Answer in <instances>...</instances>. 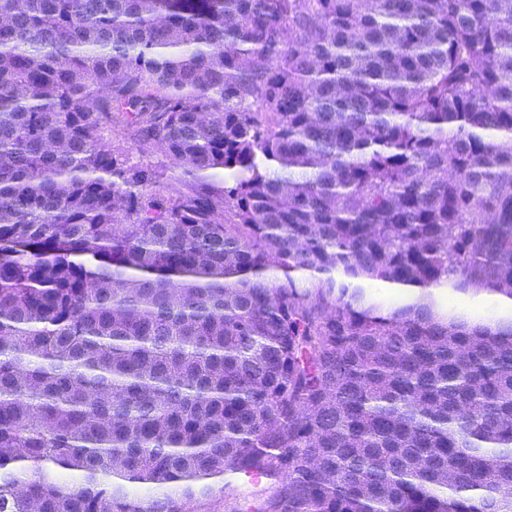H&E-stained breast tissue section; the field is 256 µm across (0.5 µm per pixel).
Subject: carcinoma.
<instances>
[{"label": "carcinoma", "instance_id": "cac0c4a2", "mask_svg": "<svg viewBox=\"0 0 512 512\" xmlns=\"http://www.w3.org/2000/svg\"><path fill=\"white\" fill-rule=\"evenodd\" d=\"M443 288L512 300V0H0V512H512ZM253 498V488L239 482L231 495L225 496L224 492L215 489L207 497H201L192 504V512H233L237 504H244Z\"/></svg>", "mask_w": 512, "mask_h": 512}]
</instances>
